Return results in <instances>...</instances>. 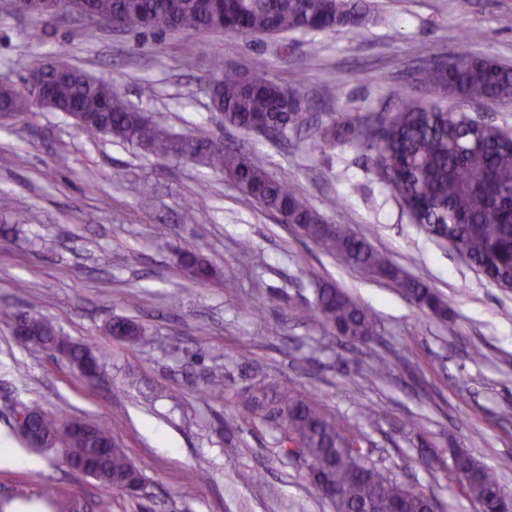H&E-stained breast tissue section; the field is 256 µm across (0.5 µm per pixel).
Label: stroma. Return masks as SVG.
<instances>
[{
  "instance_id": "obj_1",
  "label": "stroma",
  "mask_w": 512,
  "mask_h": 512,
  "mask_svg": "<svg viewBox=\"0 0 512 512\" xmlns=\"http://www.w3.org/2000/svg\"><path fill=\"white\" fill-rule=\"evenodd\" d=\"M360 28L246 38L228 34H135L61 12L40 21L0 0V73L57 56L119 85L128 102L178 133L203 127L243 153L262 155L327 221L364 236L404 273L448 303L441 320L422 314L387 280L328 255L292 225L190 161H162L105 138L88 140L64 113L0 119V308L51 319L104 364L82 380L64 358L21 345L0 318V448L35 460L0 464V498L54 512L79 499L91 512H333L303 464L283 455L279 432L247 418L237 399L258 383L314 395L359 426L362 448L391 476L430 497L438 512H474L453 471L464 450L512 492V291L490 283L425 226L378 178L373 154L333 123L397 113L391 84L410 85L422 64L460 51L512 66V0H371ZM482 40L471 42V31ZM316 41V54L307 51ZM193 67H185L186 54ZM263 58L281 84L299 85L309 122L268 140L225 125L211 108V64L244 68ZM152 83V97L139 95ZM207 196H199V184ZM193 248L221 272L196 281L179 264ZM342 288L378 323L370 343L327 335L295 313L316 288ZM123 317L141 336L107 331ZM481 358H471L472 350ZM392 364L370 387L374 359ZM222 369L224 387H207ZM63 417L105 422L127 455L145 464L134 499L64 466L54 451L11 433L17 402ZM375 411L361 417L362 408ZM245 470L262 473L241 483Z\"/></svg>"
}]
</instances>
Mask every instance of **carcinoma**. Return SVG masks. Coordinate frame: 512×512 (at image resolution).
I'll list each match as a JSON object with an SVG mask.
<instances>
[{"label": "carcinoma", "mask_w": 512, "mask_h": 512, "mask_svg": "<svg viewBox=\"0 0 512 512\" xmlns=\"http://www.w3.org/2000/svg\"><path fill=\"white\" fill-rule=\"evenodd\" d=\"M71 6L92 20L143 33L254 37L361 27L372 20L367 0H71ZM60 65L55 57L44 60L28 70L21 86L1 76L0 112H32L45 94L55 110L72 116L79 132L90 140L102 135L161 160L196 161L327 253L393 282L423 313L446 316V302L426 282L401 275L366 238L327 224L294 185L270 175L262 157L225 148L204 128L173 133L126 104L120 87L74 67L61 76L56 73ZM412 83L461 103L512 106V67L470 53L455 56L446 68L420 67ZM209 92L224 123L245 133L284 137L304 120L306 100L300 89L268 78L261 60L253 61L248 70L214 62ZM345 131L373 153L377 175L415 223L456 243L490 282L512 290V137L459 111L414 98L393 117L351 120ZM180 264L199 282L217 276L210 262L193 249L182 252ZM308 310L343 340L365 343L378 333L373 316L333 285L316 289ZM0 314L31 325L32 335L18 337L23 344L52 351L63 348L76 367L89 357L98 360L89 347L62 335L46 318L2 309ZM243 405L250 418L280 430L283 454L291 444L302 448L314 488L336 491L329 500L334 512H430L431 499L370 462L360 447L361 432L344 425L315 397L259 385L243 396ZM19 410L32 418L31 430L41 437L59 435L68 423L89 429L90 436L72 437L60 453L70 464L86 463L90 477L122 494L129 480L145 486V464L133 462L106 425L57 417L34 403H22ZM454 470L474 502L491 507L495 497L505 495L498 476L468 453H459Z\"/></svg>", "instance_id": "obj_1"}]
</instances>
